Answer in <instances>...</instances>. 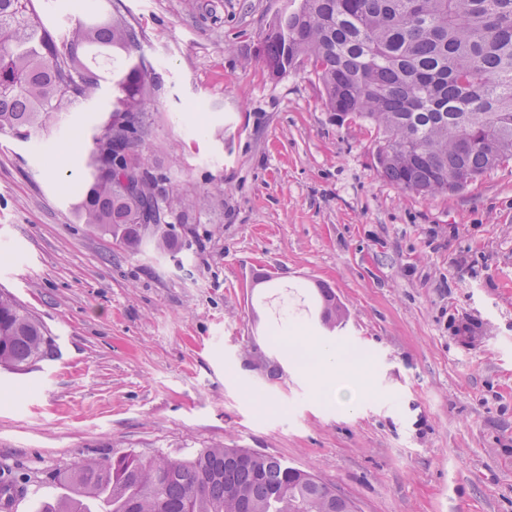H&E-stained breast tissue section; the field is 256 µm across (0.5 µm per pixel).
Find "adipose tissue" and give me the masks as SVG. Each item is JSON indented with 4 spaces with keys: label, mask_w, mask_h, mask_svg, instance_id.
<instances>
[{
    "label": "adipose tissue",
    "mask_w": 512,
    "mask_h": 512,
    "mask_svg": "<svg viewBox=\"0 0 512 512\" xmlns=\"http://www.w3.org/2000/svg\"><path fill=\"white\" fill-rule=\"evenodd\" d=\"M288 345L300 354L313 384L323 397L346 404L368 393L363 368L346 351L337 349L328 354L298 336L289 337Z\"/></svg>",
    "instance_id": "obj_1"
}]
</instances>
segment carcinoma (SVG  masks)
<instances>
[{"label": "carcinoma", "mask_w": 512, "mask_h": 512, "mask_svg": "<svg viewBox=\"0 0 512 512\" xmlns=\"http://www.w3.org/2000/svg\"><path fill=\"white\" fill-rule=\"evenodd\" d=\"M135 28L119 15L77 20L60 41L37 0H0V132L44 141L52 121L90 99L109 71L108 122L93 137L78 218L131 255L175 254L168 197L145 167L142 120L152 72L134 58ZM271 77L307 57L336 123L376 132L374 166L399 188L458 192L512 161V0H298L258 49ZM54 340L0 292V366L25 371ZM216 445L183 458L134 451L58 476L62 495L36 512H355L331 483L281 459Z\"/></svg>", "instance_id": "cac0c4a2"}]
</instances>
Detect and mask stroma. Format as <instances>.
Here are the masks:
<instances>
[{"label":"stroma","mask_w":512,"mask_h":512,"mask_svg":"<svg viewBox=\"0 0 512 512\" xmlns=\"http://www.w3.org/2000/svg\"><path fill=\"white\" fill-rule=\"evenodd\" d=\"M290 5L41 0L60 35L116 10L135 27L157 76L144 152L209 202L168 213L173 257L78 220L107 81L47 143L0 134V291L57 346L0 366V481L53 495L89 459L221 444L315 469L361 512H512V162L433 198L380 176L375 132L336 125L310 61L274 79L259 60ZM286 331L356 354L371 397L319 399Z\"/></svg>","instance_id":"1"}]
</instances>
